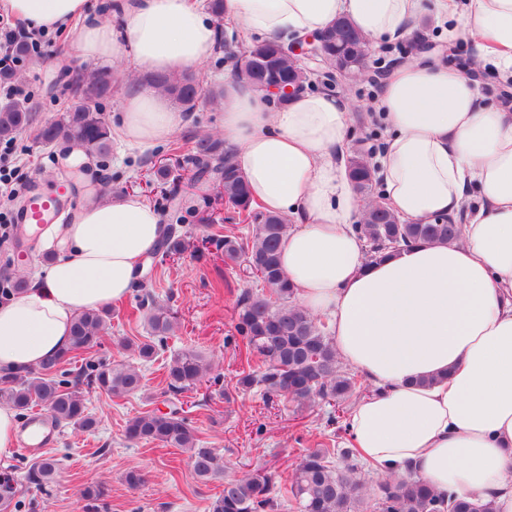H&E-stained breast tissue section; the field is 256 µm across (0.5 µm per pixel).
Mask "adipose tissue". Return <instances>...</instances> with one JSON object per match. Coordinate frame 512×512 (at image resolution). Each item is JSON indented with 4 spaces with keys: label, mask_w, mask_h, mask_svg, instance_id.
Listing matches in <instances>:
<instances>
[{
    "label": "adipose tissue",
    "mask_w": 512,
    "mask_h": 512,
    "mask_svg": "<svg viewBox=\"0 0 512 512\" xmlns=\"http://www.w3.org/2000/svg\"><path fill=\"white\" fill-rule=\"evenodd\" d=\"M478 47V66L512 74V0H224V19L290 42L344 17L368 39L401 38L426 9ZM115 32L88 0H0L28 28L79 24L75 57L130 54L178 74L208 62L218 32L195 0H113ZM120 133L133 147L170 138L167 99L129 89ZM224 138L263 210L286 217L281 265L302 306L324 318L339 357L376 388L347 424L360 461L414 470L433 488L512 512V112L485 104L459 69L419 58L387 80L377 118L383 195L403 220L457 217L480 204L456 241L416 244L368 261L352 230L363 209L336 152L346 100L303 92L272 109L265 92L224 88ZM156 210L122 196L85 204L51 229L55 256L27 290L0 303V373L21 374L70 343L75 317L129 295L137 264L161 241Z\"/></svg>",
    "instance_id": "adipose-tissue-1"
}]
</instances>
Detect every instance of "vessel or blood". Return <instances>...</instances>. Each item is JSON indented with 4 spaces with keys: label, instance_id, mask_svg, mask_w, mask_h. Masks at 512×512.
Segmentation results:
<instances>
[{
    "label": "vessel or blood",
    "instance_id": "1",
    "mask_svg": "<svg viewBox=\"0 0 512 512\" xmlns=\"http://www.w3.org/2000/svg\"><path fill=\"white\" fill-rule=\"evenodd\" d=\"M73 203L74 197L68 190L51 193L40 183H32L24 203L15 213L19 248H26L49 225L59 223ZM57 436L58 430L52 422L44 419L33 421L26 429L21 444L26 452L36 455L53 446Z\"/></svg>",
    "mask_w": 512,
    "mask_h": 512
}]
</instances>
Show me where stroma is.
Masks as SVG:
<instances>
[{"mask_svg":"<svg viewBox=\"0 0 512 512\" xmlns=\"http://www.w3.org/2000/svg\"><path fill=\"white\" fill-rule=\"evenodd\" d=\"M77 33V25L71 23L44 36L41 53L33 63L22 67L21 85L29 93L36 124L56 117L69 97L72 76L88 68L72 52ZM371 49L365 75L343 82L327 81L320 61L305 63L311 74L312 90H325L357 105L347 151H382L384 129L370 119L382 93L374 75L379 70L392 74L404 62L420 57L466 73L474 72L486 101L512 103V79L504 80L492 68L472 71L473 44L460 36L449 37L433 15H425L403 39L375 42ZM102 69L110 75L113 86L102 110L114 127L126 104L127 74H134L139 81L145 74L134 71L130 58L125 56L103 64ZM194 74L204 93L192 119L180 122L174 134L178 140L192 129L220 132L224 124L223 110L211 102L207 91L213 85L232 81L231 63L219 52L195 69ZM14 141L17 164L32 172L46 189L71 183L82 202L92 196L134 194L159 212L165 224L176 223L179 216L199 205L202 197L215 191L210 183L185 188L180 191L177 204H170L169 184L153 173L154 165L168 161L169 144L165 141L142 149L129 147L116 138L108 157L89 158L81 165L70 163V144L42 146L34 131L22 132ZM190 231V246L180 259L172 260L155 251L145 260L135 293L113 304L111 324L95 358L108 365L133 362L132 352L124 349L121 342L126 337L147 335L146 324L129 322L128 317L137 303V291H150L158 303L171 306L178 313L179 328L167 342V354L187 348L199 350L221 375L218 384L186 392L178 399L203 446L215 449L223 457L228 476L237 477L254 469L286 474L300 445L312 446L323 439L327 408L317 405L300 409L287 402L270 406L261 389H236L238 358L232 342V304L248 282L239 270L225 266L223 255L215 248L200 249L202 228L194 225ZM47 256L44 242L20 252L15 248L14 238H7L0 241V275L22 269L38 270L45 265ZM142 370L145 388L137 395L113 398L86 390L88 410L98 419V427L92 432L60 427L58 440L49 450L60 461L53 483H30L28 471L34 456L16 452L9 459H0V474L11 477L19 512H209L212 498L224 487L223 479L200 482L192 472L187 454L181 450L154 444L131 445L123 437L128 419L146 410L168 409L176 400L165 393L157 363H145ZM132 467L140 468L146 475L145 484L135 490L122 480L123 473ZM90 484L103 488L99 500L82 499V489Z\"/></svg>","mask_w":512,"mask_h":512,"instance_id":"stroma-1","label":"stroma"}]
</instances>
